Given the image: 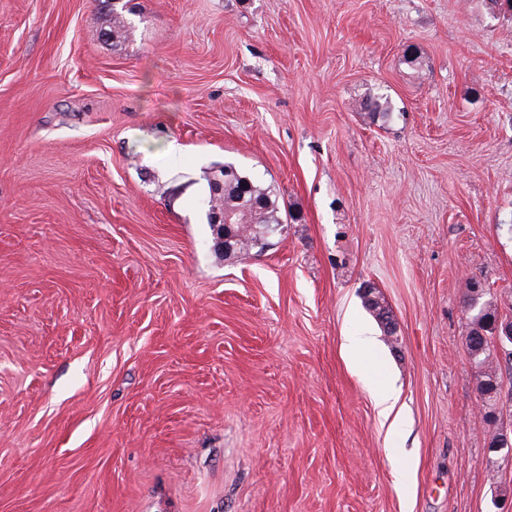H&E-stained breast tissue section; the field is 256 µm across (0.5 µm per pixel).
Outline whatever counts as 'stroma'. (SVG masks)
<instances>
[{"instance_id":"1","label":"stroma","mask_w":512,"mask_h":512,"mask_svg":"<svg viewBox=\"0 0 512 512\" xmlns=\"http://www.w3.org/2000/svg\"><path fill=\"white\" fill-rule=\"evenodd\" d=\"M227 164L280 217L232 260ZM469 279L512 316L511 10L0 0V512H498ZM368 380L373 389L378 414L386 421L394 412L397 400V389L387 377L379 379L369 374Z\"/></svg>"}]
</instances>
